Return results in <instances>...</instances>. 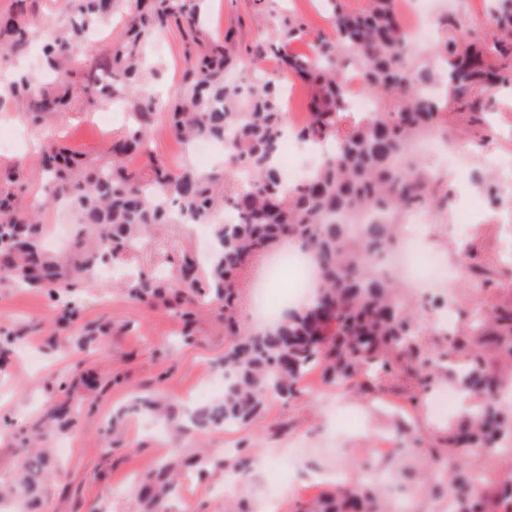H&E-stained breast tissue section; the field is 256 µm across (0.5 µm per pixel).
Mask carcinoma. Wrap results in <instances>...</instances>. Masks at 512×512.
Masks as SVG:
<instances>
[{
  "label": "carcinoma",
  "mask_w": 512,
  "mask_h": 512,
  "mask_svg": "<svg viewBox=\"0 0 512 512\" xmlns=\"http://www.w3.org/2000/svg\"><path fill=\"white\" fill-rule=\"evenodd\" d=\"M73 2L75 14L68 25L46 29L43 65L58 73L83 59L93 78L69 80L62 87L40 85L35 91L33 78L20 74L8 87L11 98L35 122L61 116L74 99L87 108L127 101L133 124L112 140L101 162H87L54 142L41 150L37 168L45 180L46 203L66 201L87 230L65 261L42 249V211L17 206L14 189H22L20 173L0 171V281L39 287L57 300L88 278L97 263L118 259L151 227L177 224L178 215H188L193 224L212 226L209 276L201 279L196 260L187 257L175 281L141 276L130 288L136 299L186 317L191 315L186 289L197 293L207 288L224 301V329L236 337L224 351L230 380L222 402L194 414L196 427L249 421L269 395H299L304 374L313 367L321 368L328 382L362 394H373L380 379L398 371L432 383L440 374L439 355L422 345L413 315L417 296L381 273L375 258L397 250L399 221L406 212L441 210L449 200L432 195L430 167L419 161L409 169L403 165L406 146L448 132L452 112L480 120L492 92L512 84V0H493L488 38L467 39L473 25L449 15L438 42L423 50L411 46L399 0H362L359 8L326 0L331 32L314 38L309 54L292 49L308 35L303 22L291 16L278 21L250 49L251 62L275 54L280 69L308 87V120L298 127L299 138L310 144L339 143L335 155L292 185L277 163L285 136L282 90L274 79L255 77L253 68L241 62L233 30L220 37L206 32V0H125L126 30L104 54L88 46L85 35L111 17L120 0ZM25 3L15 0L11 11L0 12L3 56L27 49L31 22ZM172 27L184 43L186 67L176 94L159 102L139 94L141 48ZM350 71L375 100L376 111L366 116L343 108ZM441 80L446 97L425 92ZM159 119L185 143L232 132L229 168L176 173L159 159L141 169L129 167L128 158L144 152ZM241 167L252 172L245 189L237 180ZM227 206L238 214V223H214ZM288 241L312 256L319 269L314 297L285 311L268 328L240 329L231 306L237 282L256 257ZM452 347L463 357L457 379L479 407L440 438L453 464L439 473L438 486L448 489L455 512H512V478L488 488L472 457L474 448L512 441V409L496 399L499 390L512 384V304L474 309ZM47 469L42 455L21 460L20 477L8 489L11 512H24ZM169 486L157 477L146 479L144 491L153 508L163 509ZM303 512H386V505L367 485L347 484Z\"/></svg>",
  "instance_id": "carcinoma-1"
}]
</instances>
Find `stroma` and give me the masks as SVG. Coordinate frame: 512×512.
<instances>
[{
  "label": "stroma",
  "instance_id": "obj_1",
  "mask_svg": "<svg viewBox=\"0 0 512 512\" xmlns=\"http://www.w3.org/2000/svg\"><path fill=\"white\" fill-rule=\"evenodd\" d=\"M301 17L310 32L328 31L322 0H210L205 16L209 31L237 29L239 50L267 34L277 19ZM144 89L159 96L174 93L185 67L183 42L171 31L143 48ZM113 105L34 125L13 105L0 106V137L13 149L0 150V170L18 169L24 178L22 202L39 206L45 219L43 247L64 258L80 225L66 213L43 207V191L32 158L44 142L58 140L88 161H99L112 138L129 126L123 119L103 125ZM448 143H462L460 166L434 165L437 194H448L445 210L423 227V247L446 262L444 281L429 286L427 297L454 298L453 320L438 322L434 307L416 309L427 348L444 351L471 311L487 304L512 303V196L502 194L505 178L494 159H512V85L494 94L489 116L465 123L452 115ZM152 154L175 169L197 167L165 122L150 132ZM207 225L155 227L123 259L97 267L69 297L78 314L61 326L59 303L34 288L0 283V331L11 341L0 354V486L16 477L18 464L32 443L49 452L37 512H149L138 481L165 464L182 473L166 502L167 512H297L333 487L329 473L346 481L369 482L405 467L414 471L404 512H440L448 495H431L417 473L432 463L431 438L445 428L433 414L436 389H422L415 379L393 376L379 396H357L351 389L326 383L313 369L302 394L283 401L268 397L249 423L200 430L189 417L204 401L193 393L208 368H220L232 343L224 334L221 304L197 294L190 309L192 336L183 321L162 305L132 300L124 280L140 273L175 279L182 255L200 258L211 239ZM148 397L174 411L176 422L156 420L136 400ZM68 423L57 419L59 408ZM407 422L412 432L402 454L383 456L371 448L372 436L397 431ZM248 472H239L240 461Z\"/></svg>",
  "mask_w": 512,
  "mask_h": 512
}]
</instances>
